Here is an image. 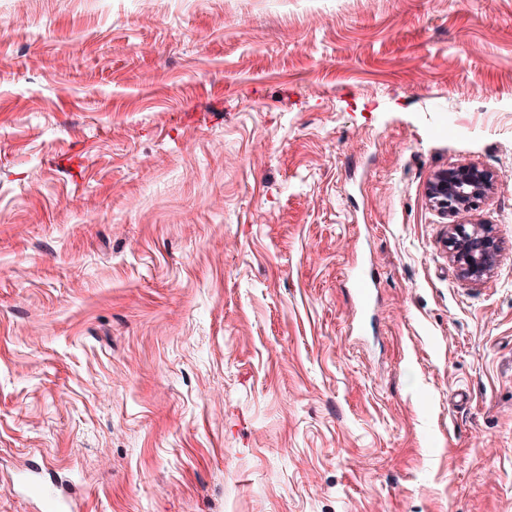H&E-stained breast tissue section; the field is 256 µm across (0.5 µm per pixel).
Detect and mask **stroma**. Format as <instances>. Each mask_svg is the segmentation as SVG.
I'll use <instances>...</instances> for the list:
<instances>
[{"label": "stroma", "instance_id": "obj_1", "mask_svg": "<svg viewBox=\"0 0 512 512\" xmlns=\"http://www.w3.org/2000/svg\"><path fill=\"white\" fill-rule=\"evenodd\" d=\"M36 466L68 512H512V0H0V512ZM493 173L476 165H460L437 172L428 182L432 207L448 217L467 213L495 189ZM444 246L461 278L472 282L490 277L500 255L498 241L488 224H451Z\"/></svg>", "mask_w": 512, "mask_h": 512}]
</instances>
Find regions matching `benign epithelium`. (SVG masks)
<instances>
[{"label":"benign epithelium","instance_id":"7a95c632","mask_svg":"<svg viewBox=\"0 0 512 512\" xmlns=\"http://www.w3.org/2000/svg\"><path fill=\"white\" fill-rule=\"evenodd\" d=\"M493 173L476 165L437 172L428 182L432 207L445 216L467 213L495 189ZM448 255L462 279L478 282L490 277L499 259V244L488 224H452L445 240Z\"/></svg>","mask_w":512,"mask_h":512}]
</instances>
